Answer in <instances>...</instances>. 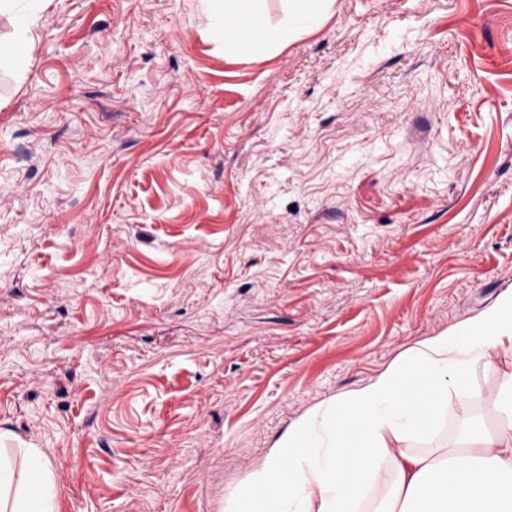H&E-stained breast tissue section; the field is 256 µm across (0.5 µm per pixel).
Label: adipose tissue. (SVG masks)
<instances>
[{"label": "adipose tissue", "mask_w": 512, "mask_h": 512, "mask_svg": "<svg viewBox=\"0 0 512 512\" xmlns=\"http://www.w3.org/2000/svg\"><path fill=\"white\" fill-rule=\"evenodd\" d=\"M206 15L238 51L235 21L260 29L252 55L267 54L300 22H318L334 0H287L269 24L264 0H202ZM12 32L0 38V67L33 48L29 17L0 0ZM512 347V291L471 320L422 341L404 360L359 388L292 422L225 499V512H356L383 469L392 471L386 512H512V375L501 384L499 425L443 453L410 454L455 402L469 397L472 370ZM0 512H62L57 475L42 449L0 448Z\"/></svg>", "instance_id": "adipose-tissue-1"}]
</instances>
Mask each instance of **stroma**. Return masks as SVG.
Returning <instances> with one entry per match:
<instances>
[{
  "mask_svg": "<svg viewBox=\"0 0 512 512\" xmlns=\"http://www.w3.org/2000/svg\"><path fill=\"white\" fill-rule=\"evenodd\" d=\"M0 70V430L64 512H224L290 423L512 290V0H50ZM512 349L418 454L496 430ZM206 15L213 26L223 34L224 47L234 55H240L239 43L233 35L232 26L237 20L254 23L260 28V37L252 48V56L267 54L274 46L295 33L298 22L320 21L331 10L334 0H287L282 17L276 25L267 22L264 0H201ZM233 30L244 49L250 48L258 30L253 24L235 23Z\"/></svg>",
  "mask_w": 512,
  "mask_h": 512,
  "instance_id": "35a3bbf8",
  "label": "stroma"
}]
</instances>
